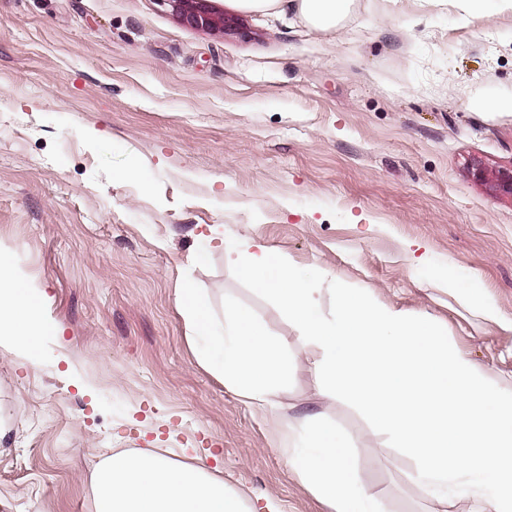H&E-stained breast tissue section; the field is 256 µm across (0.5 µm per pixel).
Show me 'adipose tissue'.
Returning <instances> with one entry per match:
<instances>
[{"label": "adipose tissue", "mask_w": 512, "mask_h": 512, "mask_svg": "<svg viewBox=\"0 0 512 512\" xmlns=\"http://www.w3.org/2000/svg\"><path fill=\"white\" fill-rule=\"evenodd\" d=\"M180 305L204 338L205 364L258 412L274 408L287 374L285 353L264 327L234 305L224 308V332L216 334L204 299L185 290ZM37 291L14 274L0 255V335L23 354L39 353L49 332ZM289 468L331 512H377V494L357 479L358 465L346 441L331 425L311 429L284 449ZM91 480L96 512H243L223 479L197 465H179L141 451L115 453L95 466Z\"/></svg>", "instance_id": "adipose-tissue-1"}]
</instances>
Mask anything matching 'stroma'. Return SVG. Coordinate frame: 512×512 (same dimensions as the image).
<instances>
[{"label":"stroma","instance_id":"obj_1","mask_svg":"<svg viewBox=\"0 0 512 512\" xmlns=\"http://www.w3.org/2000/svg\"><path fill=\"white\" fill-rule=\"evenodd\" d=\"M223 34L161 0H0V252L45 298L36 360L0 341V512H95L114 451L199 463L246 512H329L283 447L314 414L344 435L380 512H439L413 461L324 394L312 350L232 275L224 241L440 324L512 391V331L454 291L476 277L512 316V9L353 0L331 29L288 7ZM138 169L142 178L130 177ZM215 331L234 303L288 356L260 414L199 361L178 298Z\"/></svg>","mask_w":512,"mask_h":512}]
</instances>
